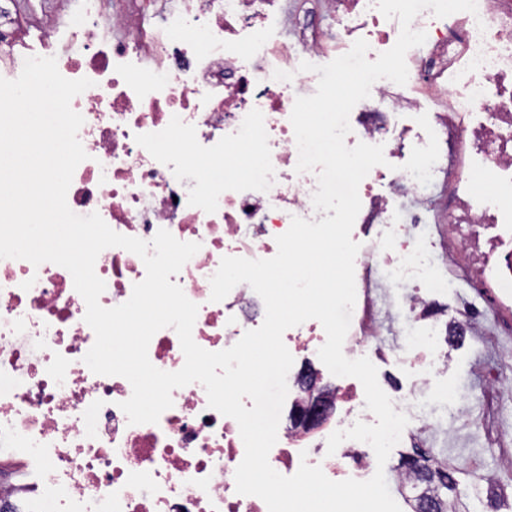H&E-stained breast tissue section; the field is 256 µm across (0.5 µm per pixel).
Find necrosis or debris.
I'll use <instances>...</instances> for the list:
<instances>
[{"label": "necrosis or debris", "instance_id": "necrosis-or-debris-1", "mask_svg": "<svg viewBox=\"0 0 512 512\" xmlns=\"http://www.w3.org/2000/svg\"><path fill=\"white\" fill-rule=\"evenodd\" d=\"M76 0L61 16H44V44L28 48L15 21V0H0V74L13 80L27 57H55L61 75L90 79L71 107L84 123L78 138L88 154L73 175L67 204L77 215L98 213L115 232L152 240L168 230L199 251L173 275L197 304L193 339L216 352L237 343L265 318L262 299L248 284L211 301L210 279L223 257L268 259L292 217L324 219L312 197L317 175L297 173L298 149L290 115L301 87L318 76L300 70L305 56L392 48L401 26L375 0H322L327 28L300 21L299 42L271 38L267 26L286 0H173L151 15L139 0ZM425 31L430 50L406 58L410 81L446 98L429 122L439 143L433 175L454 200L448 226L468 255L464 275L487 312L512 309V0H477L476 13L445 18L423 10L411 24ZM411 101L399 85L376 81L369 98L349 116L347 146L384 147L385 164L359 186L357 223L388 231L395 251L385 264L377 240L355 259L356 303L343 343L346 357H379L380 307L403 294L397 329L419 356L418 383L399 412L415 411L421 432L434 429L428 392L446 368L438 327L429 322L428 298L439 277L404 291L401 270L432 249V242L394 223L395 199L410 197L411 223H422L427 187L390 164L405 149L426 145L416 131ZM258 161L251 174L226 176L220 167L239 147ZM492 179L501 200L485 199L480 182ZM95 273L106 288L101 306L126 302L146 275L142 259L123 248L103 250ZM86 304L70 272L53 263L0 259V465L22 467L15 482L0 477V512H268L262 499L236 491L235 471L245 447L237 422L208 405L204 387L173 390V405L155 424H129L120 404L132 395L121 376L93 373L83 358L95 342ZM294 358L285 408L305 406L296 373L318 365L326 341L311 319L285 331ZM150 362L174 372L185 357L172 328L158 331ZM339 411L316 432L285 429L269 453L284 476L301 462L320 466L331 480L364 481L377 468L373 449L343 441L328 453L327 439L356 421L374 422L360 382L330 377Z\"/></svg>", "mask_w": 512, "mask_h": 512}]
</instances>
